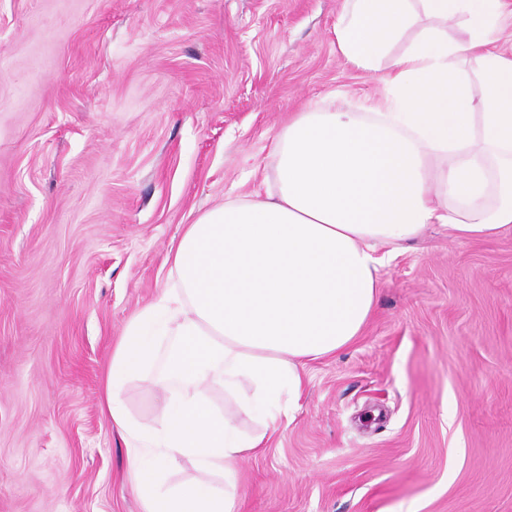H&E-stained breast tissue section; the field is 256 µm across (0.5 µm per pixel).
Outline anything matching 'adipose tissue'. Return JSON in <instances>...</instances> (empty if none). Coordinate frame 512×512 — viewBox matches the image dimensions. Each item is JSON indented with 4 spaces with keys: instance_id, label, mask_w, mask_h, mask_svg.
<instances>
[{
    "instance_id": "adipose-tissue-1",
    "label": "adipose tissue",
    "mask_w": 512,
    "mask_h": 512,
    "mask_svg": "<svg viewBox=\"0 0 512 512\" xmlns=\"http://www.w3.org/2000/svg\"><path fill=\"white\" fill-rule=\"evenodd\" d=\"M341 53L375 72L368 111L300 112L276 139L275 190L227 201L186 225L167 261L172 284L126 325L102 407L129 448L142 512H233L237 464L264 446L304 394L307 361L352 344L372 313L385 258L432 224L460 242L512 228V53L492 45L502 0H347ZM459 21L465 39L448 38ZM409 49L388 46L410 28ZM175 333L158 426L128 416V383ZM220 387L217 410L207 392ZM257 424L242 432L237 420ZM191 460L201 479L163 487ZM218 473L222 488L208 475Z\"/></svg>"
}]
</instances>
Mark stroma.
Here are the masks:
<instances>
[{
  "mask_svg": "<svg viewBox=\"0 0 512 512\" xmlns=\"http://www.w3.org/2000/svg\"><path fill=\"white\" fill-rule=\"evenodd\" d=\"M345 0H0V512H140L102 412L168 248L274 187L291 113L361 111ZM159 365L124 402L160 422ZM239 463L236 512H512V229L431 225L387 258L362 335L305 367Z\"/></svg>",
  "mask_w": 512,
  "mask_h": 512,
  "instance_id": "1",
  "label": "stroma"
}]
</instances>
